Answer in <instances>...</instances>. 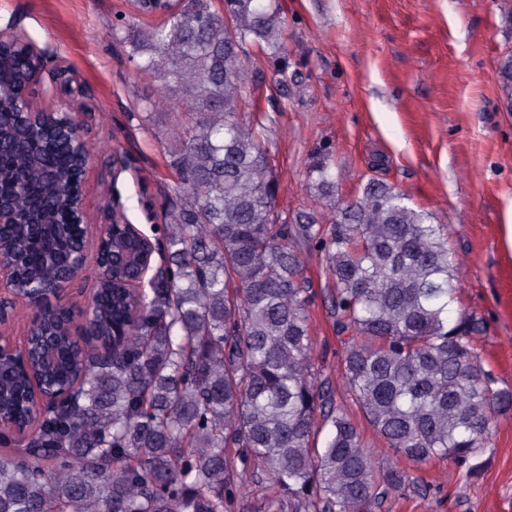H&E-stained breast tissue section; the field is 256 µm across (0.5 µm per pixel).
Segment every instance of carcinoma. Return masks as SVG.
I'll return each instance as SVG.
<instances>
[{"label":"carcinoma","mask_w":512,"mask_h":512,"mask_svg":"<svg viewBox=\"0 0 512 512\" xmlns=\"http://www.w3.org/2000/svg\"><path fill=\"white\" fill-rule=\"evenodd\" d=\"M156 17L130 41V57L182 96L167 149L176 197L163 195L157 277L130 294L137 243L103 238L94 324L116 347L88 351L56 336L53 360H30L59 387L79 383L72 406L24 430L39 456L0 459V512H235L248 465L274 490L268 512H375L413 483L407 469H378L357 421L336 402L311 359L310 283L302 249L326 258L331 311L346 335L341 375L375 433L412 464L448 459L478 473L493 414L512 409L495 389L476 340L479 322L448 319L458 302L456 254L445 225L375 179L327 213L282 216L265 125L249 109L246 64L257 47L275 86L298 82L282 38L280 0H139ZM7 91L32 59L3 50ZM512 110V53L499 63ZM67 115L40 127L19 108L0 112V196L20 223L0 237L21 246L19 286L51 285L83 228L68 187L78 164L59 134ZM313 201L336 196L332 155L305 174ZM26 373L0 366V412L24 417Z\"/></svg>","instance_id":"carcinoma-1"}]
</instances>
